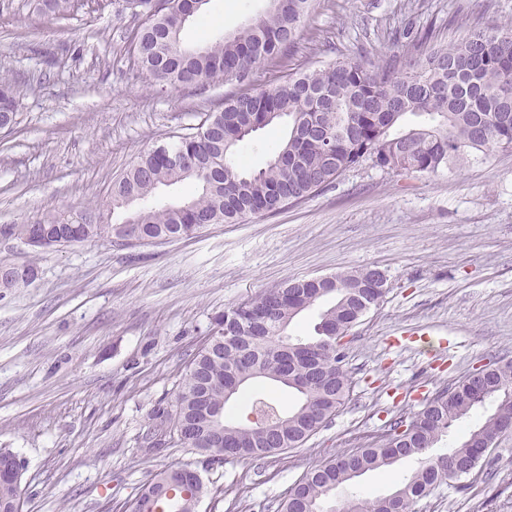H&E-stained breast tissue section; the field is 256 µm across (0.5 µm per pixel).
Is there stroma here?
<instances>
[{"label":"stroma","mask_w":512,"mask_h":512,"mask_svg":"<svg viewBox=\"0 0 512 512\" xmlns=\"http://www.w3.org/2000/svg\"><path fill=\"white\" fill-rule=\"evenodd\" d=\"M268 8L209 0L182 39L232 35ZM144 21L137 0H91L65 17L44 0H0V77L25 89L13 130H0V225L94 214L140 153L237 91L233 81L155 85L134 64ZM508 21L512 0H318L293 51L262 64L256 84L339 58L384 63L408 51L409 28L439 46ZM0 264L39 270L29 286L0 288V446L24 465L22 512H123L170 467L200 475L198 512H277L312 466L381 436L475 369L512 360V150L419 177L365 162L276 214L178 240L37 251L0 237ZM363 267L381 269L389 288L351 331L345 404L302 447L219 465L174 443L145 447L149 413L173 401L224 311L288 279ZM256 397L283 411L296 401L254 380L227 403V420L244 421ZM416 466L366 473L336 498L387 494ZM493 470V480L439 488L415 512H512V434Z\"/></svg>","instance_id":"stroma-1"}]
</instances>
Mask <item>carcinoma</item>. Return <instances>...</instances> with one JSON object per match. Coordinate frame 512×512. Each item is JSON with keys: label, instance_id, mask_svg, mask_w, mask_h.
Masks as SVG:
<instances>
[{"label": "carcinoma", "instance_id": "carcinoma-1", "mask_svg": "<svg viewBox=\"0 0 512 512\" xmlns=\"http://www.w3.org/2000/svg\"><path fill=\"white\" fill-rule=\"evenodd\" d=\"M277 7L256 22L203 46L181 38L188 0H138L146 19L134 37L138 67L154 83L206 87L223 80L240 91L224 108L205 114L191 131L149 149L112 183V212L134 224L142 238L162 241L190 237L205 224H237L272 214L330 185L347 170L370 162L396 174L434 175L456 164L512 149V24L470 30L448 45L426 47L411 39L415 54L401 66L374 67L358 58L295 72L270 87H255L254 73L291 51L317 0H276ZM23 87L0 79V119L18 115ZM288 124V137L265 167L249 171L238 146L253 133ZM189 181L195 193L179 202L156 198L161 186ZM78 242L118 243L119 224H74ZM387 281L369 268L338 272L325 285L290 280L272 297L266 291L224 313L189 363L173 403L155 408L148 430H167L184 448L215 434L214 414L226 407L225 387L238 374L265 379L299 395V403L277 413L270 424L224 422V453L262 458L298 448L336 415L350 392L346 353L325 343L382 300ZM325 304L311 338L286 335L297 318ZM480 409L483 419L448 447L432 449L452 428ZM512 424V361L492 365L477 381H459L425 408L399 418L384 435L313 466L279 504L280 512H327L336 490L372 471L387 473L398 462L418 467L383 497H354L353 512H413L419 500L443 485L458 487ZM146 487L128 512H192L194 489L182 488L180 508L155 503ZM21 486L0 485V506L21 512Z\"/></svg>", "mask_w": 512, "mask_h": 512}]
</instances>
